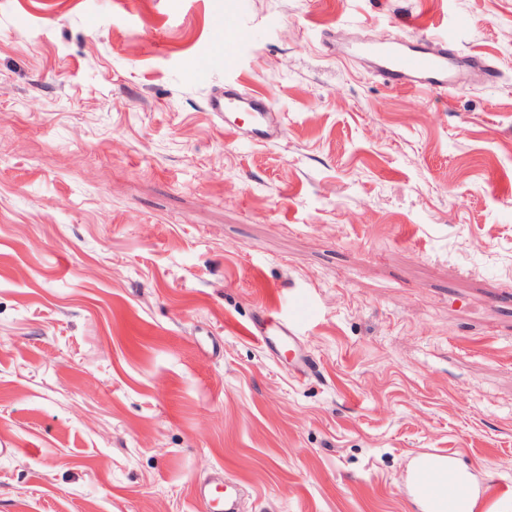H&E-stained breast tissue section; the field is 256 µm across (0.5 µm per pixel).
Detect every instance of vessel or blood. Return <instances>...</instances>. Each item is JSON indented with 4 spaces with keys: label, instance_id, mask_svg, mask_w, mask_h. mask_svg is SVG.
Instances as JSON below:
<instances>
[{
    "label": "vessel or blood",
    "instance_id": "1",
    "mask_svg": "<svg viewBox=\"0 0 512 512\" xmlns=\"http://www.w3.org/2000/svg\"><path fill=\"white\" fill-rule=\"evenodd\" d=\"M376 63L375 74L388 87L417 89L426 87L438 92L454 93L459 89L451 75L448 60L447 39H435L424 33L414 34L408 44L374 40L361 47ZM209 111L223 116L227 111L247 112L254 137L263 143L277 139L279 123L274 112L267 107L263 96L233 88L224 93L213 94L207 104ZM300 316L283 320L271 311L254 315L248 333L254 340L268 349L283 348L292 352L296 372L301 377H310L313 362L296 347L295 329ZM447 474L448 457L444 454H423L416 457L410 474V483L418 493L421 512H437L435 502L425 488L422 478L428 471ZM194 497L201 512H240L242 492L236 484L224 481L223 477L196 483Z\"/></svg>",
    "mask_w": 512,
    "mask_h": 512
}]
</instances>
